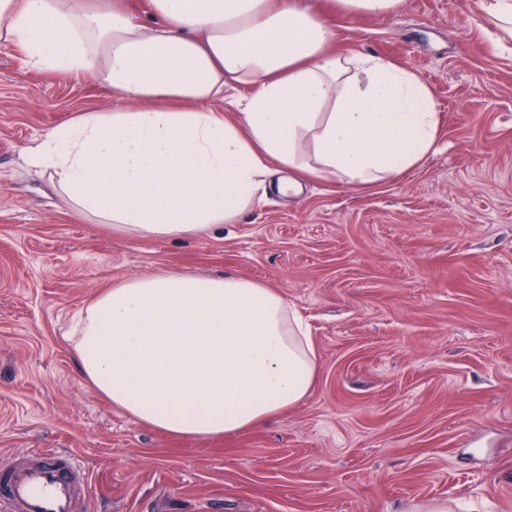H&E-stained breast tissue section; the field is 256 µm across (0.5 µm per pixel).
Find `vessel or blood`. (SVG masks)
<instances>
[{
	"mask_svg": "<svg viewBox=\"0 0 512 512\" xmlns=\"http://www.w3.org/2000/svg\"><path fill=\"white\" fill-rule=\"evenodd\" d=\"M87 481L78 453L43 450L0 480V512H77Z\"/></svg>",
	"mask_w": 512,
	"mask_h": 512,
	"instance_id": "b4317fda",
	"label": "vessel or blood"
}]
</instances>
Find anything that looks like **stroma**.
I'll return each mask as SVG.
<instances>
[{"mask_svg":"<svg viewBox=\"0 0 512 512\" xmlns=\"http://www.w3.org/2000/svg\"><path fill=\"white\" fill-rule=\"evenodd\" d=\"M340 52L414 72L438 108L433 151L374 187L267 190L236 223L177 239L67 209L24 150L83 111L62 81L0 47V454L70 449L86 512H512V43L483 0H405L328 14ZM235 274L284 296L317 377L262 426L177 438L82 375L71 338L104 289L167 270ZM405 0H328L333 7L351 17L388 15L399 11Z\"/></svg>","mask_w":512,"mask_h":512,"instance_id":"1","label":"stroma"}]
</instances>
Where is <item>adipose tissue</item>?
<instances>
[{
	"label": "adipose tissue",
	"mask_w": 512,
	"mask_h": 512,
	"mask_svg": "<svg viewBox=\"0 0 512 512\" xmlns=\"http://www.w3.org/2000/svg\"><path fill=\"white\" fill-rule=\"evenodd\" d=\"M336 38L303 0H150L143 14L127 0H0V46L57 78L91 77L117 103L46 131L30 163L71 210L144 236L234 223L273 162L369 187L431 151V90L384 57L337 53ZM239 85L253 94L221 118L225 88ZM73 348L114 407L181 437L260 426L317 376L287 300L231 273L168 271L105 289Z\"/></svg>",
	"instance_id": "1"
}]
</instances>
